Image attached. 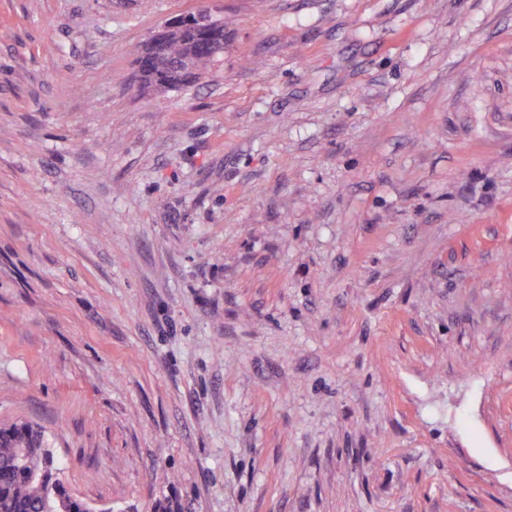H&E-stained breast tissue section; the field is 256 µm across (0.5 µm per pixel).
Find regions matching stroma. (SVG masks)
Here are the masks:
<instances>
[{
  "instance_id": "1",
  "label": "stroma",
  "mask_w": 512,
  "mask_h": 512,
  "mask_svg": "<svg viewBox=\"0 0 512 512\" xmlns=\"http://www.w3.org/2000/svg\"><path fill=\"white\" fill-rule=\"evenodd\" d=\"M20 422L94 512H512V0H0ZM206 12L188 13L181 16L182 18L190 16L192 24L188 23V21L183 22L184 28L181 38L169 43L165 59L154 68L147 70L146 76L142 78L143 82L148 85L164 86L166 91L179 90L195 82L200 75L201 67L211 59L205 60L195 54L189 58V48L194 47V45L196 46V43L203 40L207 35H211L217 42L221 43L223 38L224 40L226 39V30L228 28V22L224 21V17L220 26H212L205 23L207 18ZM197 48L201 53H206V48ZM169 61L180 62L185 68H191L197 70V72L181 74L169 68Z\"/></svg>"
}]
</instances>
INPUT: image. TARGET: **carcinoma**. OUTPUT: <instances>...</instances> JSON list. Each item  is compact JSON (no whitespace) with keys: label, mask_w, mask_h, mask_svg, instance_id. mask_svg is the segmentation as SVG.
<instances>
[{"label":"carcinoma","mask_w":512,"mask_h":512,"mask_svg":"<svg viewBox=\"0 0 512 512\" xmlns=\"http://www.w3.org/2000/svg\"><path fill=\"white\" fill-rule=\"evenodd\" d=\"M190 17L192 22H183L181 38L169 43L165 59L147 70L143 82L173 91L199 77L207 60L188 57L189 48L208 35L223 40L228 22L209 25L204 11ZM59 471L41 432L27 424L0 427V512H85L87 504L67 489Z\"/></svg>","instance_id":"carcinoma-1"}]
</instances>
